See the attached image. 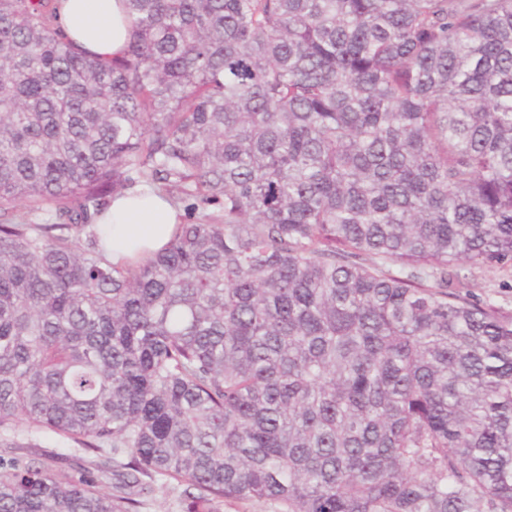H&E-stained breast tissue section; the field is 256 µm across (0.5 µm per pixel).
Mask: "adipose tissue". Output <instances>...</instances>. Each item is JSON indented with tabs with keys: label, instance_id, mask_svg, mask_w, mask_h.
<instances>
[{
	"label": "adipose tissue",
	"instance_id": "ef3b65f1",
	"mask_svg": "<svg viewBox=\"0 0 512 512\" xmlns=\"http://www.w3.org/2000/svg\"><path fill=\"white\" fill-rule=\"evenodd\" d=\"M57 25L67 40L101 59L125 52L130 25L122 0H59ZM178 217L161 198L140 191L116 198L99 219L108 258L120 263L172 238Z\"/></svg>",
	"mask_w": 512,
	"mask_h": 512
}]
</instances>
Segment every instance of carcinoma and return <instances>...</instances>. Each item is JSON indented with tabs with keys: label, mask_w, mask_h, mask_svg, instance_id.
<instances>
[{
	"label": "carcinoma",
	"mask_w": 512,
	"mask_h": 512,
	"mask_svg": "<svg viewBox=\"0 0 512 512\" xmlns=\"http://www.w3.org/2000/svg\"><path fill=\"white\" fill-rule=\"evenodd\" d=\"M124 2L102 61L0 0V512H512V0ZM177 223L175 210L148 191L117 197L98 222L112 263L161 249L171 240ZM470 271L478 284V288H470L474 299L512 312L511 268L472 267ZM16 431L20 435L22 442H29L30 448H23L22 452L35 455L41 459L44 465L48 468L54 469L59 461L58 458H68L69 463L76 466L78 463H82V460L77 458L82 457L88 459L89 455L80 451L76 445L67 443L59 439L53 434H42L35 438L26 437V428L23 424H17ZM144 512H181L176 493L170 488L157 490Z\"/></svg>",
	"instance_id": "carcinoma-1"
}]
</instances>
